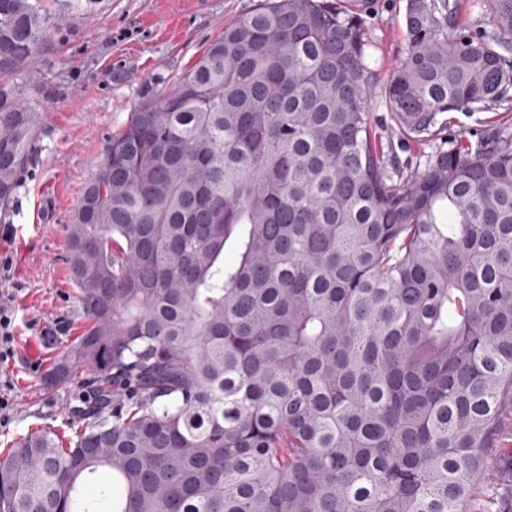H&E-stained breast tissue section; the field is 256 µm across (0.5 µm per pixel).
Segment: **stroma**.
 Segmentation results:
<instances>
[{
	"instance_id": "stroma-1",
	"label": "stroma",
	"mask_w": 512,
	"mask_h": 512,
	"mask_svg": "<svg viewBox=\"0 0 512 512\" xmlns=\"http://www.w3.org/2000/svg\"><path fill=\"white\" fill-rule=\"evenodd\" d=\"M369 63L384 84L402 55L405 0H363ZM260 0H80L56 29L49 51L20 79L41 89L38 158L24 172L10 210L16 351L0 362V450L28 431L48 427L70 434L68 406L77 385L44 393L40 377L62 342L79 336L83 312L63 261V224L102 163L107 138L126 122L151 90L170 88L204 46ZM431 141L403 136L383 93H376L369 123L402 169L457 144L479 146L512 129V108L497 105L447 115ZM491 476L479 490L475 512H498L512 489V424L502 430Z\"/></svg>"
}]
</instances>
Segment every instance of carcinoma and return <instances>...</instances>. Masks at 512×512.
<instances>
[{
    "label": "carcinoma",
    "instance_id": "carcinoma-1",
    "mask_svg": "<svg viewBox=\"0 0 512 512\" xmlns=\"http://www.w3.org/2000/svg\"><path fill=\"white\" fill-rule=\"evenodd\" d=\"M406 0L409 137L508 100L512 0ZM65 20L0 0V211L35 150L16 75ZM365 21L265 0L109 140L64 256L85 317L40 390L69 439L0 454V512H469L512 412V134L403 174ZM461 3L462 20L466 30L478 33L490 29V24L484 16L483 0H459Z\"/></svg>",
    "mask_w": 512,
    "mask_h": 512
}]
</instances>
